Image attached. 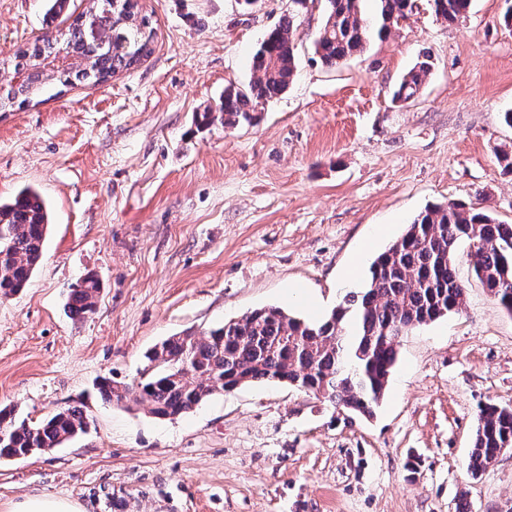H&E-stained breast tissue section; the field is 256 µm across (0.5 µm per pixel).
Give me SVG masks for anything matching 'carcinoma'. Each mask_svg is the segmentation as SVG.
<instances>
[{
  "mask_svg": "<svg viewBox=\"0 0 512 512\" xmlns=\"http://www.w3.org/2000/svg\"><path fill=\"white\" fill-rule=\"evenodd\" d=\"M62 36L45 32L19 48L8 60L16 84L0 86V112L28 105L44 87L98 85L136 68L152 53L154 27L138 0H88ZM321 23L312 40L322 65L334 67L361 53L370 40L383 37L397 20L413 12L417 0H375L368 15L364 0H319ZM472 0H433L435 16L453 24L468 14ZM295 16L282 19L252 57L253 76L229 86L219 112H200L206 129L252 124L258 112L281 96L293 80L297 62ZM78 60L74 67L50 63L57 54ZM433 69L430 56L408 70L396 84L392 100H415ZM51 211L43 196L26 187L0 199V295L25 287L38 267ZM466 239L476 278L512 314V224H502L478 208L448 202L425 208L405 232L370 266L371 279L349 291L322 319L292 316L274 306L256 309L238 320L199 334L184 330L146 353L138 382L104 378L98 385L108 403L148 402L158 418L191 411L214 389L277 381L320 395L347 412L371 417L396 361L398 337L459 310L466 296L455 269L456 244ZM99 279L86 275L71 289L68 309L84 318L95 312ZM88 417L77 406L38 423L18 419L0 408V458L19 459L86 432ZM512 450V408L488 404L480 409L468 469L480 476L500 455Z\"/></svg>",
  "mask_w": 512,
  "mask_h": 512,
  "instance_id": "obj_1",
  "label": "carcinoma"
}]
</instances>
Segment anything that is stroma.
Wrapping results in <instances>:
<instances>
[{"label": "stroma", "mask_w": 512, "mask_h": 512, "mask_svg": "<svg viewBox=\"0 0 512 512\" xmlns=\"http://www.w3.org/2000/svg\"><path fill=\"white\" fill-rule=\"evenodd\" d=\"M151 56L99 85L0 112V197L25 187L52 226L26 288L0 298V407L36 423L80 406L86 433L0 460V512L31 496L83 512H512V451L467 470L482 407L512 408V316L455 249L461 310L408 330L373 418L278 382L215 391L159 419L103 403L100 379H138L168 336L274 305L331 312L427 206L477 203L512 224V0H472L447 24L426 0L339 66L311 49L321 22L299 0H139ZM297 72L254 125L198 129L288 14ZM58 22L41 0H0V59ZM415 101L391 91L422 55ZM96 275L95 312L72 318L73 285Z\"/></svg>", "instance_id": "1"}]
</instances>
